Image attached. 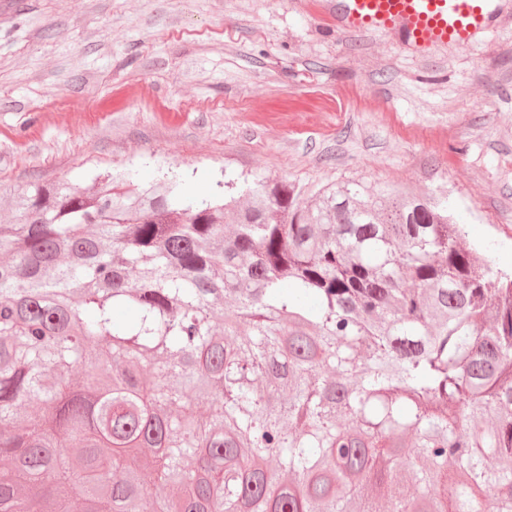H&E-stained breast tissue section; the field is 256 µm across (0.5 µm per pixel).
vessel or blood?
<instances>
[{"mask_svg": "<svg viewBox=\"0 0 512 512\" xmlns=\"http://www.w3.org/2000/svg\"><path fill=\"white\" fill-rule=\"evenodd\" d=\"M322 16L353 35L397 33L416 53L472 45L495 21L491 0H336Z\"/></svg>", "mask_w": 512, "mask_h": 512, "instance_id": "vessel-or-blood-1", "label": "vessel or blood"}]
</instances>
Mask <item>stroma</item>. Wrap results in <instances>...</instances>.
<instances>
[{
  "instance_id": "35a3bbf8",
  "label": "stroma",
  "mask_w": 512,
  "mask_h": 512,
  "mask_svg": "<svg viewBox=\"0 0 512 512\" xmlns=\"http://www.w3.org/2000/svg\"><path fill=\"white\" fill-rule=\"evenodd\" d=\"M313 0H0V202L31 182L362 178L444 196L512 274V0L468 48L346 36Z\"/></svg>"
}]
</instances>
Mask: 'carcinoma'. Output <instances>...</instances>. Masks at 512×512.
<instances>
[{"instance_id": "carcinoma-1", "label": "carcinoma", "mask_w": 512, "mask_h": 512, "mask_svg": "<svg viewBox=\"0 0 512 512\" xmlns=\"http://www.w3.org/2000/svg\"><path fill=\"white\" fill-rule=\"evenodd\" d=\"M216 187L10 194L0 501L28 512L19 488L47 484L58 512L76 489L143 512L134 452L153 448L170 493L150 512H382L371 486L389 512H512V276L448 201L363 179Z\"/></svg>"}]
</instances>
